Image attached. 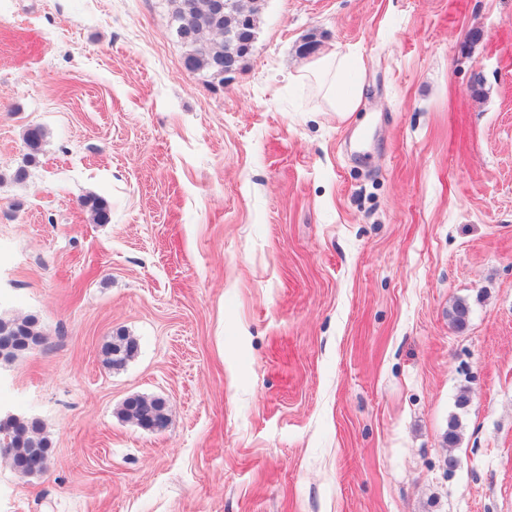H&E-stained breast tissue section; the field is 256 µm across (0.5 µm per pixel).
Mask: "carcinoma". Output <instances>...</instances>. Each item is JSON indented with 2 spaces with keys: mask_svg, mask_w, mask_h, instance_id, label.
<instances>
[{
  "mask_svg": "<svg viewBox=\"0 0 512 512\" xmlns=\"http://www.w3.org/2000/svg\"><path fill=\"white\" fill-rule=\"evenodd\" d=\"M174 5L173 18L179 22L175 28L178 41L185 47L183 59L193 72H206L214 78H223L216 68V62L224 57V23H217L212 16L211 0H195L192 13H187L184 0H171ZM45 131L41 126L26 130L23 142L29 159H34L41 151ZM82 206L96 224H108L111 220V208L108 201L99 196H88L82 200ZM470 315L469 306L458 301L450 313L452 323L464 327ZM19 336L31 345L40 343L42 333L38 319L34 316L3 318L0 317V336L3 334ZM11 432L16 441L15 452L19 457L27 455L32 448H48L50 442L44 434L41 422H33L27 417L13 420Z\"/></svg>",
  "mask_w": 512,
  "mask_h": 512,
  "instance_id": "carcinoma-1",
  "label": "carcinoma"
}]
</instances>
